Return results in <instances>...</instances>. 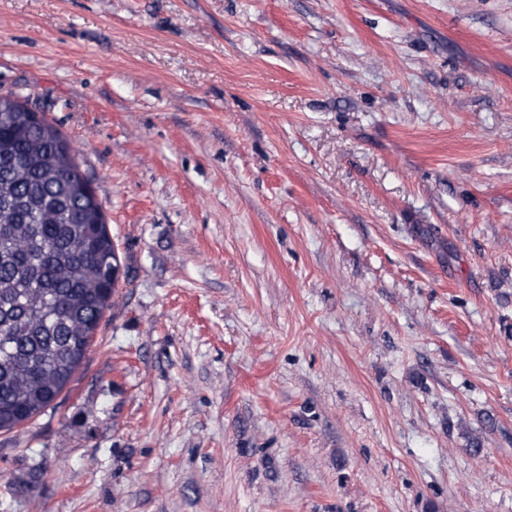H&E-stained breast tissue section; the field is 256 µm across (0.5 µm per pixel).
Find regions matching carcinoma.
<instances>
[{
    "label": "carcinoma",
    "mask_w": 512,
    "mask_h": 512,
    "mask_svg": "<svg viewBox=\"0 0 512 512\" xmlns=\"http://www.w3.org/2000/svg\"><path fill=\"white\" fill-rule=\"evenodd\" d=\"M120 269L70 142L27 102L0 96V431L65 390Z\"/></svg>",
    "instance_id": "obj_1"
}]
</instances>
